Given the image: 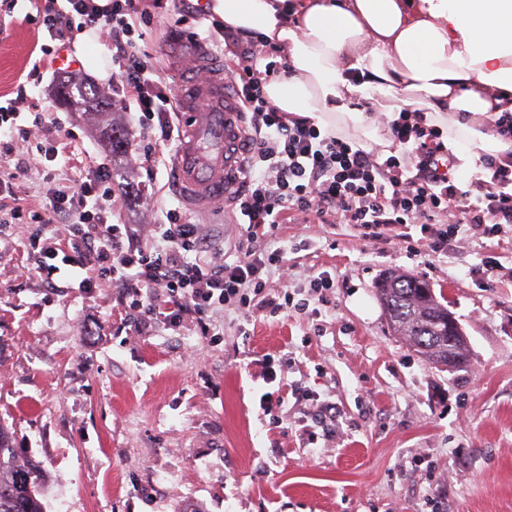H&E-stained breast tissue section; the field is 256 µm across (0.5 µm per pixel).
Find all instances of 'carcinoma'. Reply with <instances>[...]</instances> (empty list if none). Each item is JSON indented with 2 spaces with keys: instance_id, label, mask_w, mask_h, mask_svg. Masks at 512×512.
Returning <instances> with one entry per match:
<instances>
[{
  "instance_id": "cac0c4a2",
  "label": "carcinoma",
  "mask_w": 512,
  "mask_h": 512,
  "mask_svg": "<svg viewBox=\"0 0 512 512\" xmlns=\"http://www.w3.org/2000/svg\"><path fill=\"white\" fill-rule=\"evenodd\" d=\"M59 95L69 105L94 102L102 109L109 108L106 97L82 79L62 87ZM376 293L397 335L414 347L448 348V307L427 282L388 274L378 281ZM44 484L40 465L19 456L12 432L0 423V512H44Z\"/></svg>"
}]
</instances>
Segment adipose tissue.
I'll return each mask as SVG.
<instances>
[{"label": "adipose tissue", "instance_id": "ef3b65f1", "mask_svg": "<svg viewBox=\"0 0 512 512\" xmlns=\"http://www.w3.org/2000/svg\"><path fill=\"white\" fill-rule=\"evenodd\" d=\"M234 34L286 54L268 100L360 148L390 147L388 121L423 112L460 170L512 159L493 124L512 113V0H210Z\"/></svg>", "mask_w": 512, "mask_h": 512}]
</instances>
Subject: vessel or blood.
Here are the masks:
<instances>
[{
  "mask_svg": "<svg viewBox=\"0 0 512 512\" xmlns=\"http://www.w3.org/2000/svg\"><path fill=\"white\" fill-rule=\"evenodd\" d=\"M192 62L195 75L179 92L189 123L174 156L172 187L189 208L206 212L230 201L245 172L248 139L223 66L205 47Z\"/></svg>",
  "mask_w": 512,
  "mask_h": 512,
  "instance_id": "1",
  "label": "vessel or blood"
}]
</instances>
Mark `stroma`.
Masks as SVG:
<instances>
[{
	"label": "stroma",
	"mask_w": 512,
	"mask_h": 512,
	"mask_svg": "<svg viewBox=\"0 0 512 512\" xmlns=\"http://www.w3.org/2000/svg\"><path fill=\"white\" fill-rule=\"evenodd\" d=\"M140 4L154 14L140 46L178 83L188 47L171 41L164 10ZM48 40L15 12L0 37V105L60 113L72 136L35 130L59 157L30 153L0 209L42 210L55 184L106 159L112 223L148 225L180 207L170 159L151 177L136 157V110L61 105L62 79L86 75L78 64L29 78L30 55ZM113 126L130 133L116 152ZM186 218L214 257L236 259L244 239L232 209ZM34 230L0 226V422L44 469L45 512H512V225L491 239L461 230L425 255L416 224L398 227L399 245L290 217L254 242L286 248L283 267L249 314L210 313L207 338L191 318L124 328L114 288L47 285L33 272ZM393 270L444 294L468 338L465 369L433 367L393 333L375 293ZM318 274L333 282L320 295L309 286ZM287 293L305 310L271 312L267 300Z\"/></svg>",
	"instance_id": "35a3bbf8"
}]
</instances>
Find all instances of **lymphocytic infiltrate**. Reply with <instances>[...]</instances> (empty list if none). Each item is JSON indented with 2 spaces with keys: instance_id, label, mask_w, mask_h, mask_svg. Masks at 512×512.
Wrapping results in <instances>:
<instances>
[{
  "instance_id": "1",
  "label": "lymphocytic infiltrate",
  "mask_w": 512,
  "mask_h": 512,
  "mask_svg": "<svg viewBox=\"0 0 512 512\" xmlns=\"http://www.w3.org/2000/svg\"><path fill=\"white\" fill-rule=\"evenodd\" d=\"M28 2L26 21L43 26L50 37L40 47L42 57L55 54L56 43L76 33L104 29L111 34L119 92L114 105H135L140 132L148 137L142 148L144 163L169 148L179 116L177 98L135 37L137 23H150V12L138 10L136 0H107L103 5L98 0ZM232 44L238 60L233 80L251 132L247 175L233 202L250 243L258 228L276 227L294 212L321 220L341 215L366 240L398 225L417 224L435 251L444 249L462 227L493 238L502 225L512 224L511 161H483L491 177L477 186L455 181L438 130L427 126L419 112L400 113L389 124L395 144L412 156L407 167L397 156L386 157L342 138L321 135L310 121L288 117L268 101L264 84L280 72L281 63L258 67L261 52L253 42L236 38ZM19 117L13 107L0 109V125L6 127L0 160L8 168L7 175L0 177V191L11 190L25 165L24 157L14 150V140L29 141L33 128L45 124L61 137L70 135L49 113H34L28 126ZM111 199L112 167L103 161L85 181L58 186L43 211L15 208L11 217L37 227L30 246L38 254L35 272L41 279L50 284L62 272L78 271L79 287L119 289L135 328L150 325L163 312L174 325L185 317L195 318L201 336H209V312L227 304L248 308L242 288H264L268 269L283 260L282 249L259 252L250 247L234 261H209L201 225L186 223L176 208L167 210L155 225L153 244L142 246L136 225L109 222ZM60 212L72 218L71 248L65 253L50 228L52 215ZM91 265L96 268L92 276L86 273Z\"/></svg>"
}]
</instances>
